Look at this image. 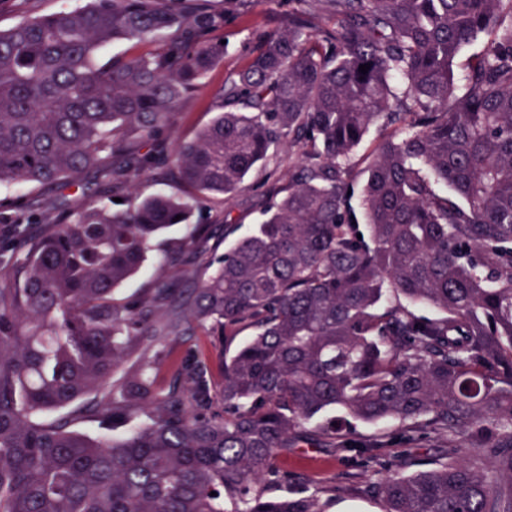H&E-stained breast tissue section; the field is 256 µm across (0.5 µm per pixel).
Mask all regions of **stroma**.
<instances>
[{"label":"stroma","mask_w":512,"mask_h":512,"mask_svg":"<svg viewBox=\"0 0 512 512\" xmlns=\"http://www.w3.org/2000/svg\"><path fill=\"white\" fill-rule=\"evenodd\" d=\"M287 9L288 0H263L262 4L244 11L235 7L229 9L224 26V38L229 43V50L223 61L185 100L180 121V130L184 135H191L196 128L211 120L224 92L225 82L245 65L249 48L262 34L276 27ZM269 170L280 175L287 172V151H278L270 158L265 169L251 172L232 202H225L220 197L205 199L197 213L195 225L180 224L168 229L159 239L158 250L149 254L143 269L119 287L115 294L116 300L126 301L149 287L154 270L165 251L173 249L195 227L200 230L196 241L198 257L177 280L176 286L185 292L199 287L205 278L207 258L223 253L226 246L225 219H232L243 232L257 221L263 205L260 185ZM82 180L83 185L79 188L54 185L38 190L20 183L9 186L7 192L12 196L38 194L72 209L79 207L88 195L97 191L101 178L91 170L83 174ZM281 464L290 476L289 485L312 481L326 512H382L380 499L372 490L373 484L380 478L373 466L355 467L345 464L331 449L308 445L289 449L282 457Z\"/></svg>","instance_id":"stroma-1"}]
</instances>
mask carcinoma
<instances>
[{"label": "carcinoma", "instance_id": "1", "mask_svg": "<svg viewBox=\"0 0 512 512\" xmlns=\"http://www.w3.org/2000/svg\"><path fill=\"white\" fill-rule=\"evenodd\" d=\"M288 2L190 138L178 116L224 59V13L86 0L0 29V187L104 178L77 210L0 198V512H324L305 484L264 490L307 442L380 467L384 512H512V0ZM480 35L460 84L455 55ZM117 42L151 49L99 63ZM170 138L184 192L113 208ZM285 144L288 186L193 299L162 272L114 299L176 216L232 199ZM195 326L224 346L221 376L178 362L161 386ZM144 344L153 360L117 374ZM87 397L129 428L41 420ZM331 409L344 420L305 430ZM384 420L398 430L356 431ZM433 438L437 462L384 453Z\"/></svg>", "mask_w": 512, "mask_h": 512}]
</instances>
